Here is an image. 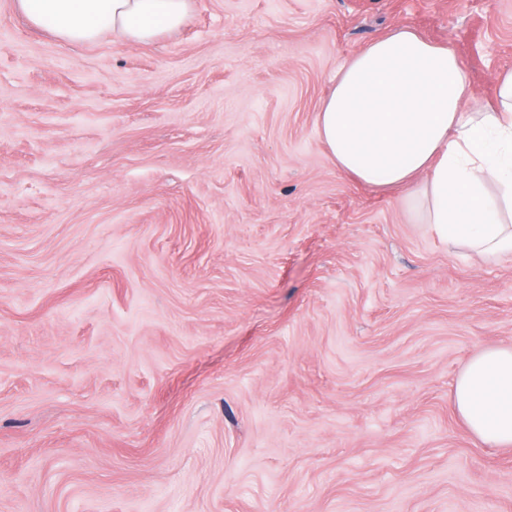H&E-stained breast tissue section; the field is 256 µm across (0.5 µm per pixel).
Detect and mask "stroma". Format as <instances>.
Wrapping results in <instances>:
<instances>
[{
	"label": "stroma",
	"instance_id": "stroma-1",
	"mask_svg": "<svg viewBox=\"0 0 512 512\" xmlns=\"http://www.w3.org/2000/svg\"><path fill=\"white\" fill-rule=\"evenodd\" d=\"M398 26L494 102L512 0H193L144 45L0 0V512H512L452 400L512 346V261L317 131Z\"/></svg>",
	"mask_w": 512,
	"mask_h": 512
}]
</instances>
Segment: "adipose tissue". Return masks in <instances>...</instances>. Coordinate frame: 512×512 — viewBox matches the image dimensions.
Masks as SVG:
<instances>
[{
	"mask_svg": "<svg viewBox=\"0 0 512 512\" xmlns=\"http://www.w3.org/2000/svg\"><path fill=\"white\" fill-rule=\"evenodd\" d=\"M35 27L69 44L147 43L185 23L192 0H16ZM494 105H471L464 67L448 46L409 27L362 48L318 112L338 170L397 190L415 223L486 261L512 257V69ZM453 404L468 431L512 446V347L475 355Z\"/></svg>",
	"mask_w": 512,
	"mask_h": 512,
	"instance_id": "adipose-tissue-1",
	"label": "adipose tissue"
}]
</instances>
